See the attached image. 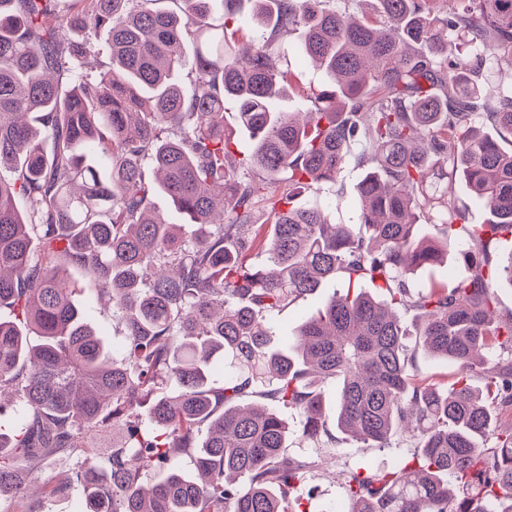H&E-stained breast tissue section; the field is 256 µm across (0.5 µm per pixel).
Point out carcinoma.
I'll return each mask as SVG.
<instances>
[{
    "label": "carcinoma",
    "mask_w": 512,
    "mask_h": 512,
    "mask_svg": "<svg viewBox=\"0 0 512 512\" xmlns=\"http://www.w3.org/2000/svg\"><path fill=\"white\" fill-rule=\"evenodd\" d=\"M157 2L0 0V390L16 402L0 401V505L45 512L77 484L87 512H303L295 490L318 461L285 452L296 434L316 452L412 438L397 467L347 472V512H512V427L496 425L512 415L497 296L512 286V146L484 132L512 141V91L482 81L512 67V0H456L444 18L441 0H250L244 58L227 32L242 0L219 18L212 0ZM100 29L111 66L88 78L77 62L102 51ZM293 30L329 80L304 112L276 105ZM349 165L357 220L332 223L317 198ZM453 175L490 222L467 223ZM450 256L458 276L411 290ZM330 280L346 293L274 346L268 318ZM85 290L111 298L120 353L75 305ZM421 347L451 384L420 370ZM65 451L74 472L35 496L14 459L42 469Z\"/></svg>",
    "instance_id": "1"
}]
</instances>
